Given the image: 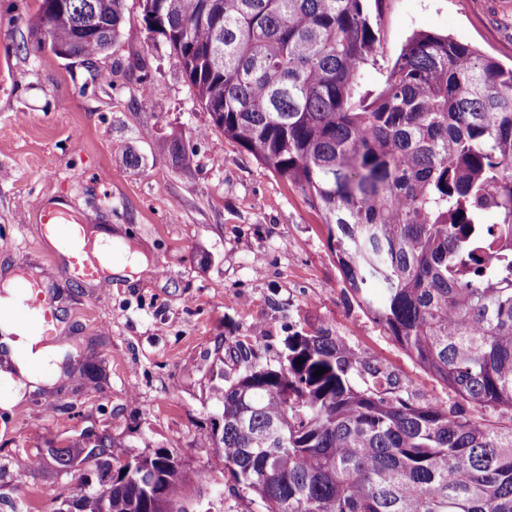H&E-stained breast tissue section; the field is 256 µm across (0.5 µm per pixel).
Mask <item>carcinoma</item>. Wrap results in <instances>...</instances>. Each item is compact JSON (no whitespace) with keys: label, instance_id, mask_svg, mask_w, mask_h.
Returning a JSON list of instances; mask_svg holds the SVG:
<instances>
[{"label":"carcinoma","instance_id":"obj_1","mask_svg":"<svg viewBox=\"0 0 512 512\" xmlns=\"http://www.w3.org/2000/svg\"><path fill=\"white\" fill-rule=\"evenodd\" d=\"M384 0H142L224 137L298 189L341 275L386 335L465 402L404 396L327 330H296L274 366L250 344L204 435L267 512H512V66L415 31L380 64ZM124 0H42L27 25L90 58ZM96 19L91 33L79 18ZM376 68L377 88L362 83ZM326 372L316 376L319 368ZM75 512H186L176 453L112 470L107 434Z\"/></svg>","mask_w":512,"mask_h":512}]
</instances>
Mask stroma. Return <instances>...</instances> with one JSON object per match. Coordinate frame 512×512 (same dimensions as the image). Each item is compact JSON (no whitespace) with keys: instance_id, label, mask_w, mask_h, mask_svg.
<instances>
[{"instance_id":"35a3bbf8","label":"stroma","mask_w":512,"mask_h":512,"mask_svg":"<svg viewBox=\"0 0 512 512\" xmlns=\"http://www.w3.org/2000/svg\"><path fill=\"white\" fill-rule=\"evenodd\" d=\"M39 5L0 0V282L51 273L73 371L0 415V512H47V494L97 483L94 467L46 457L83 458L87 432L111 434L119 457L174 445L198 476L190 512H266L200 442L241 342L272 363L288 333L327 328L412 395L454 402L355 302L305 196L214 126L141 0H125L118 41L86 61L41 46L26 23ZM417 30L512 64V0H385L386 60ZM163 139L179 159L159 160ZM58 202L68 223L119 234L147 271L108 289L61 276L42 235Z\"/></svg>"}]
</instances>
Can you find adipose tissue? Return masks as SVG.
I'll list each match as a JSON object with an SVG mask.
<instances>
[{"label": "adipose tissue", "instance_id": "ef3b65f1", "mask_svg": "<svg viewBox=\"0 0 512 512\" xmlns=\"http://www.w3.org/2000/svg\"><path fill=\"white\" fill-rule=\"evenodd\" d=\"M26 281L13 276L0 284V344L9 353L23 352L16 368L20 375L17 391H24L27 384L46 381L56 370L61 359L59 348L46 344L41 337H24L19 324L28 311Z\"/></svg>", "mask_w": 512, "mask_h": 512}]
</instances>
